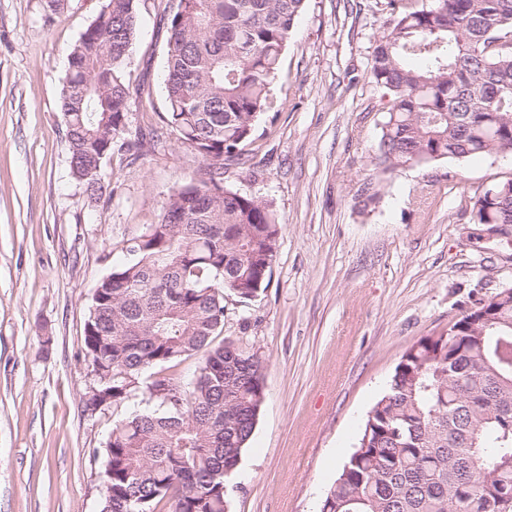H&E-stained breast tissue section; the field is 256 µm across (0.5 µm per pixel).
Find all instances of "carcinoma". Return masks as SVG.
<instances>
[{
    "mask_svg": "<svg viewBox=\"0 0 512 512\" xmlns=\"http://www.w3.org/2000/svg\"><path fill=\"white\" fill-rule=\"evenodd\" d=\"M307 0H178L167 23L162 121L212 166L162 201L98 283L85 326L99 364L89 409L145 387L156 404L112 429L100 512H232L227 484L265 401L264 363L214 344L225 298L265 290L279 223L271 202L224 185L271 109V85ZM370 74L388 97L378 164L512 153V0H385ZM139 0H107L70 53L60 101L70 167L91 195L126 122ZM472 224L512 228V180L478 196ZM491 325L426 336L396 365L319 512H512V284ZM202 354L186 385L150 368Z\"/></svg>",
    "mask_w": 512,
    "mask_h": 512,
    "instance_id": "obj_1",
    "label": "carcinoma"
}]
</instances>
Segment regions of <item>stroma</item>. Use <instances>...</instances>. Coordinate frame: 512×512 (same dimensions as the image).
<instances>
[{"label": "stroma", "instance_id": "1", "mask_svg": "<svg viewBox=\"0 0 512 512\" xmlns=\"http://www.w3.org/2000/svg\"><path fill=\"white\" fill-rule=\"evenodd\" d=\"M105 4L0 0V512H98L107 436L148 396L87 410L92 295L163 197L207 173L161 120L164 21L178 0H139L127 123L160 143L136 158L113 150L99 198L74 177L59 98ZM388 20L382 0H308L276 82L284 106L224 171L280 223L267 289L225 301V336L265 363L234 512H317L402 355L447 334L474 288L512 281V246L467 236L474 198L512 179V154L375 166L387 101L370 58Z\"/></svg>", "mask_w": 512, "mask_h": 512}]
</instances>
